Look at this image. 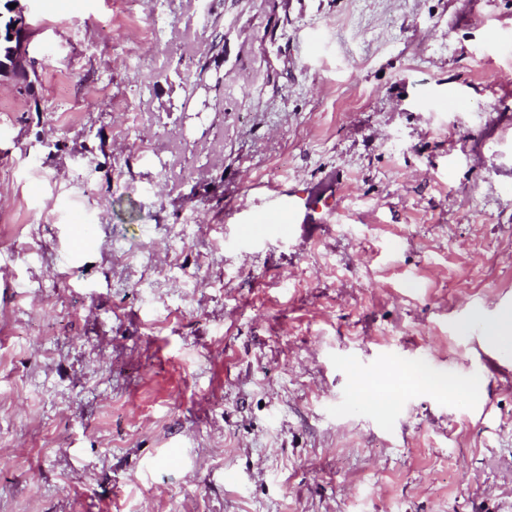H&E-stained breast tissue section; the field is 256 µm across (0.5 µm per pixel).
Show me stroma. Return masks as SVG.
Returning a JSON list of instances; mask_svg holds the SVG:
<instances>
[{
  "label": "stroma",
  "instance_id": "1",
  "mask_svg": "<svg viewBox=\"0 0 512 512\" xmlns=\"http://www.w3.org/2000/svg\"><path fill=\"white\" fill-rule=\"evenodd\" d=\"M17 6L0 512H512V0ZM304 193L307 192L291 190L288 191V194L273 196L270 198L265 212L273 217L288 215V220H293L307 208L310 195L306 198ZM487 338L495 346L512 348V311L503 313L499 320L487 329Z\"/></svg>",
  "mask_w": 512,
  "mask_h": 512
}]
</instances>
